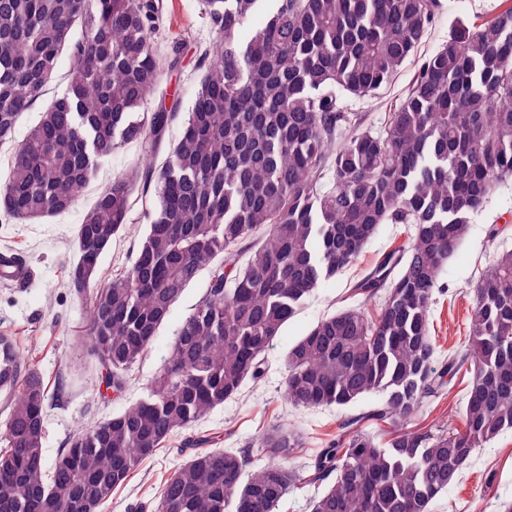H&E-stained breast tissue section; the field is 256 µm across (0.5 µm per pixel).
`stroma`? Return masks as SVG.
Wrapping results in <instances>:
<instances>
[{
	"label": "stroma",
	"instance_id": "1",
	"mask_svg": "<svg viewBox=\"0 0 512 512\" xmlns=\"http://www.w3.org/2000/svg\"><path fill=\"white\" fill-rule=\"evenodd\" d=\"M163 19L155 34L163 52L177 51L179 64L165 72L156 91L142 109L159 107L187 113L204 74L200 55L214 35L202 15L201 0H162ZM442 9L421 46L430 53L448 39L455 17L486 20L504 8V0H441ZM416 71L406 63L391 85L364 99L345 98L347 112L363 127L381 126L391 105L399 101ZM162 161L148 141L125 144L104 164L69 212L33 223L20 224L0 212V251L19 254L31 271L27 282L0 279V335L14 337L24 357L41 373L50 397L44 442L47 459H54L77 431L103 421L139 401L159 372L181 323L202 297L208 272H201L173 304L159 327L148 353L129 372L125 391L98 388V364L76 342V332L86 317L85 303L67 284L66 270L77 258L76 229L114 174L148 159ZM147 221L142 204H135L124 232L112 242L99 265L100 280L128 268ZM413 229L408 224H386L371 239L358 260L317 288L284 326L265 353V374L243 383L239 392L217 406L191 428L180 431L168 448L145 461L129 482L113 494L102 512H130L134 505L157 496L165 478L191 455L188 439L204 437L215 448H242L274 425L293 426L304 446L290 463L301 467L319 448L336 440L344 423L367 411L374 403L367 397L337 408L303 409L284 396L289 347L321 318L354 305L352 284L367 275L382 256L409 246ZM512 250V179L499 186L484 210L475 217L470 232L441 275L430 310L431 334L436 342L435 366H442L450 350L464 344L471 330L473 288L497 252ZM468 372L455 376L439 396L430 399L414 420L426 429L462 428L460 410ZM512 501V431L480 448L472 466L448 491L437 496L430 512H497L500 503Z\"/></svg>",
	"mask_w": 512,
	"mask_h": 512
}]
</instances>
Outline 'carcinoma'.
<instances>
[{"instance_id": "cac0c4a2", "label": "carcinoma", "mask_w": 512, "mask_h": 512, "mask_svg": "<svg viewBox=\"0 0 512 512\" xmlns=\"http://www.w3.org/2000/svg\"><path fill=\"white\" fill-rule=\"evenodd\" d=\"M215 40L181 137L157 169L112 177L76 231L67 269L88 317L79 341L123 391L184 288L205 268V292L180 326L147 394L75 433L47 462L49 400L16 341L0 335V512H100L176 433L264 375V353L305 298L354 263L384 224H412L352 285L361 304L318 321L288 350L295 407L347 406L380 395L355 429L296 469L290 429L244 451L195 452L148 503L150 512H277L301 485L327 483L311 512H429L476 451L512 430V252L473 288L466 345L433 366L430 307L441 273L501 183L512 178V4L482 23L456 19L448 41L419 55L440 0H202ZM159 0H0V146L10 147L0 210L20 224L72 209L120 146L159 147L178 114L138 108L175 60L154 41ZM263 12L267 21L252 25ZM222 54L215 56V48ZM68 56L65 92L24 137L17 125ZM417 71L377 131L341 104ZM329 181H324L325 177ZM148 231L131 265L97 279L128 224L135 191ZM220 263H215L216 258ZM470 373L464 429L409 430L445 376Z\"/></svg>"}]
</instances>
